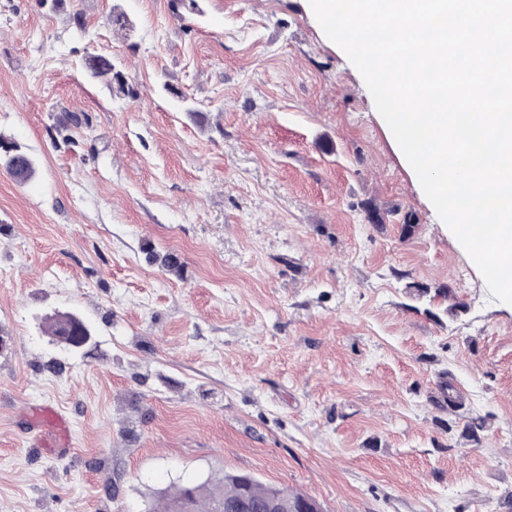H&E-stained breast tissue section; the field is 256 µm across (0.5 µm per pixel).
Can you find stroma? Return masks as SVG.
Here are the masks:
<instances>
[{
  "instance_id": "obj_1",
  "label": "stroma",
  "mask_w": 512,
  "mask_h": 512,
  "mask_svg": "<svg viewBox=\"0 0 512 512\" xmlns=\"http://www.w3.org/2000/svg\"><path fill=\"white\" fill-rule=\"evenodd\" d=\"M0 135L37 163L0 168V512H150L226 473L325 512H508L512 305L309 0H0ZM83 68L94 78H108V86L113 93H122L124 96L132 95V91L127 89L125 83L117 81L118 70L112 60L101 54L88 52L82 58ZM11 142L9 139L0 136V143ZM15 152L9 155L0 154V163L5 166V169L14 177L21 181L30 179L36 171L34 160L30 155L24 152L19 145L14 142ZM51 335L58 339L61 336H79L75 340L63 339V343L70 347H81L85 345L89 336H82L90 332L85 323L76 315L71 313H59L48 318Z\"/></svg>"
}]
</instances>
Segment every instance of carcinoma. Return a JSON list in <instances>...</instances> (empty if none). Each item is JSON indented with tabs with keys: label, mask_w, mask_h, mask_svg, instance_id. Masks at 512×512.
<instances>
[{
	"label": "carcinoma",
	"mask_w": 512,
	"mask_h": 512,
	"mask_svg": "<svg viewBox=\"0 0 512 512\" xmlns=\"http://www.w3.org/2000/svg\"><path fill=\"white\" fill-rule=\"evenodd\" d=\"M82 66L94 78H108L111 91L125 96L132 94L126 84L117 81L118 71L108 57L89 52L82 58ZM0 163L21 181L30 179L36 171L32 157L18 145L15 146L14 153L0 154ZM48 321L51 335L57 339L62 336H81L89 332L85 323L71 313L56 314L49 317ZM441 389L448 392V412L456 413L464 408V396L453 378L441 380ZM485 428V418L467 417L460 437L478 445ZM242 497L249 499L256 507L270 498H281L288 500L289 512H322V507L315 498L285 487L264 484L247 474H226L219 479L182 486L159 499L152 512H217L222 504Z\"/></svg>",
	"instance_id": "obj_1"
}]
</instances>
